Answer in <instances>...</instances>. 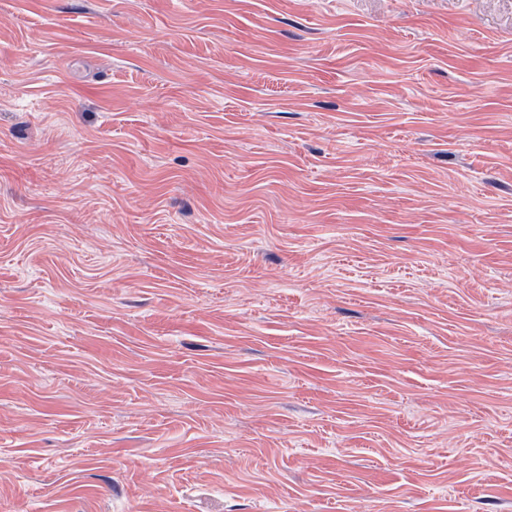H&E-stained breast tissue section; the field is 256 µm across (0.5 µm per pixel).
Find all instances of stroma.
I'll use <instances>...</instances> for the list:
<instances>
[{
    "mask_svg": "<svg viewBox=\"0 0 512 512\" xmlns=\"http://www.w3.org/2000/svg\"><path fill=\"white\" fill-rule=\"evenodd\" d=\"M512 512V0H0V512Z\"/></svg>",
    "mask_w": 512,
    "mask_h": 512,
    "instance_id": "1",
    "label": "stroma"
}]
</instances>
